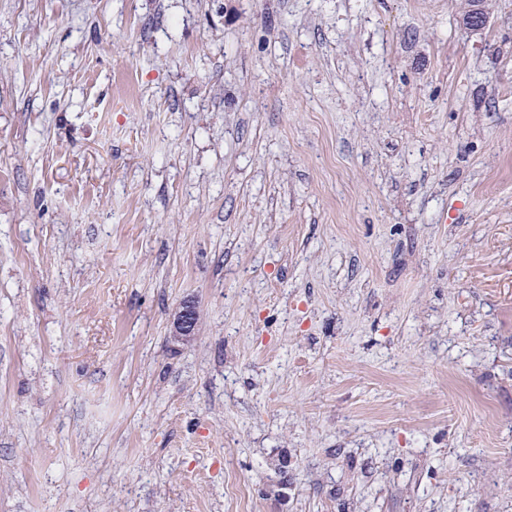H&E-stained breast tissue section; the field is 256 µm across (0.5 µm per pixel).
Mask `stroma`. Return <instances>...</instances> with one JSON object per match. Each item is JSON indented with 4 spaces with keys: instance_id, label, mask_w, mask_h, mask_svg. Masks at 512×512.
<instances>
[{
    "instance_id": "1",
    "label": "stroma",
    "mask_w": 512,
    "mask_h": 512,
    "mask_svg": "<svg viewBox=\"0 0 512 512\" xmlns=\"http://www.w3.org/2000/svg\"><path fill=\"white\" fill-rule=\"evenodd\" d=\"M466 6L0 0V512H512V0ZM197 323V308L192 300H185L172 322V337L183 344L189 343L194 336Z\"/></svg>"
}]
</instances>
